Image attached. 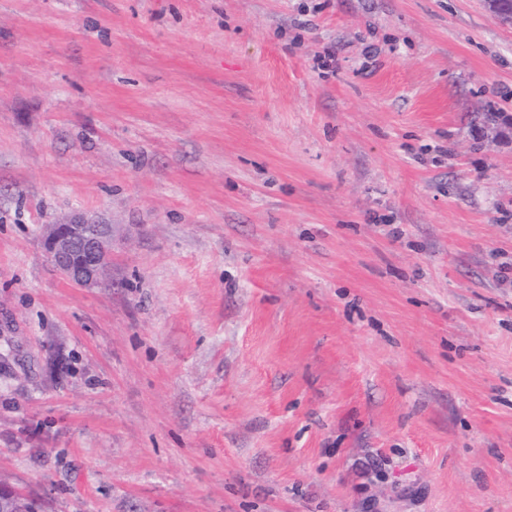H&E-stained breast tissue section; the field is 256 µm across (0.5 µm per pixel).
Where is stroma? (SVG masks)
Segmentation results:
<instances>
[{"mask_svg":"<svg viewBox=\"0 0 512 512\" xmlns=\"http://www.w3.org/2000/svg\"><path fill=\"white\" fill-rule=\"evenodd\" d=\"M112 226L107 288L43 231ZM0 486L41 512H512V25L487 0H0Z\"/></svg>","mask_w":512,"mask_h":512,"instance_id":"obj_1","label":"stroma"}]
</instances>
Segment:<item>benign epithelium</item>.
I'll list each match as a JSON object with an SVG mask.
<instances>
[{"instance_id": "obj_1", "label": "benign epithelium", "mask_w": 512, "mask_h": 512, "mask_svg": "<svg viewBox=\"0 0 512 512\" xmlns=\"http://www.w3.org/2000/svg\"><path fill=\"white\" fill-rule=\"evenodd\" d=\"M44 246L61 275L83 288H99L112 262V225L84 218L51 224Z\"/></svg>"}]
</instances>
